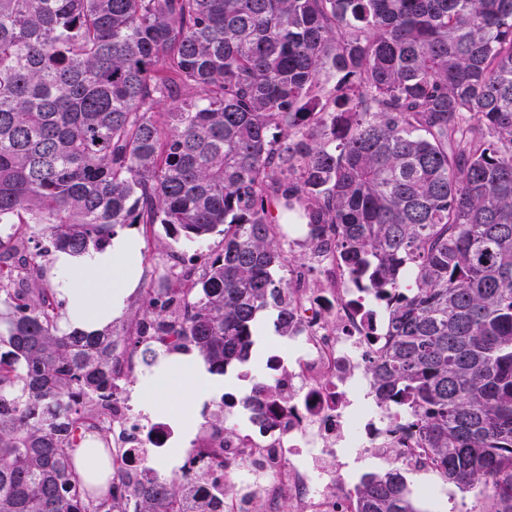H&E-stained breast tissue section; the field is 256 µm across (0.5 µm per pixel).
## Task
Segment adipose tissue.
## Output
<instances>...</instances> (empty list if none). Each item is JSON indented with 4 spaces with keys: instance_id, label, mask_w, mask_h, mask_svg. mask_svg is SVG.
Masks as SVG:
<instances>
[{
    "instance_id": "obj_1",
    "label": "adipose tissue",
    "mask_w": 512,
    "mask_h": 512,
    "mask_svg": "<svg viewBox=\"0 0 512 512\" xmlns=\"http://www.w3.org/2000/svg\"><path fill=\"white\" fill-rule=\"evenodd\" d=\"M139 243L127 234L112 237L102 250L77 258L58 252L55 268L59 290L67 301L66 325L95 332L120 315L137 282ZM196 355H178L157 373L145 398L167 413L187 393H200L208 384L199 373Z\"/></svg>"
}]
</instances>
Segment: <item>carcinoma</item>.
I'll return each instance as SVG.
<instances>
[{
  "instance_id": "cac0c4a2",
  "label": "carcinoma",
  "mask_w": 512,
  "mask_h": 512,
  "mask_svg": "<svg viewBox=\"0 0 512 512\" xmlns=\"http://www.w3.org/2000/svg\"><path fill=\"white\" fill-rule=\"evenodd\" d=\"M272 205L386 297L378 404L512 512V0H0V224L77 257L135 224L222 236L93 333L0 237V512H211L179 476L92 492L65 433L111 405L120 340L151 366L182 336L222 375L259 312L288 335ZM354 512H419L405 470Z\"/></svg>"
}]
</instances>
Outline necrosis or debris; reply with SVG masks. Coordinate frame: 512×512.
<instances>
[{"label": "necrosis or debris", "mask_w": 512, "mask_h": 512, "mask_svg": "<svg viewBox=\"0 0 512 512\" xmlns=\"http://www.w3.org/2000/svg\"><path fill=\"white\" fill-rule=\"evenodd\" d=\"M307 267L331 285L310 288L293 276L292 334L268 363L277 397L264 417L239 396L214 405L231 440L200 428L186 454L166 458L175 432L165 423H141L128 392L139 364L129 353L116 357L111 405L86 414L77 429L87 436L110 431L112 468L129 486L171 474L186 478L198 495L219 493V512H281L285 503L293 512H353L351 454L371 448L381 463L429 469L404 423L370 400L382 300L357 286L335 251L308 257Z\"/></svg>", "instance_id": "1"}]
</instances>
